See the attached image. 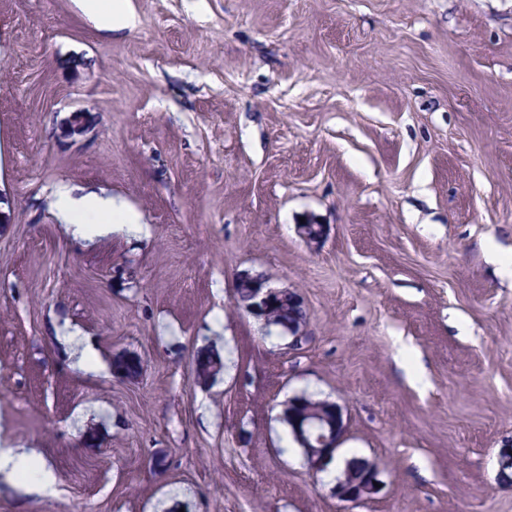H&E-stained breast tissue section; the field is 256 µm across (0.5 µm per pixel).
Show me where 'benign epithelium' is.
Returning <instances> with one entry per match:
<instances>
[{
	"mask_svg": "<svg viewBox=\"0 0 512 512\" xmlns=\"http://www.w3.org/2000/svg\"><path fill=\"white\" fill-rule=\"evenodd\" d=\"M70 135L82 137L88 130L86 112L77 109L67 118ZM298 233L308 245L316 244L326 233L322 224L307 223L298 227ZM235 287L245 289L246 297L234 303V306L247 314L263 321L267 326L278 327L288 338V349L300 351L311 341L307 331V321H289L282 318V310L270 307L272 300H277L282 306L288 302H296L299 297L286 288H272L264 281H256L247 271L238 274ZM330 410L335 414L333 420L288 418L289 427L296 444L301 448L309 471L318 474L327 468L335 458L336 449L341 444L346 424L343 411L339 404L330 403ZM380 482L378 468L369 463L364 467L363 474L352 481L341 477L333 486L334 495L343 500L358 503L376 496L381 488L374 486Z\"/></svg>",
	"mask_w": 512,
	"mask_h": 512,
	"instance_id": "benign-epithelium-1",
	"label": "benign epithelium"
}]
</instances>
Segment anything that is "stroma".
<instances>
[{
    "label": "stroma",
    "instance_id": "stroma-1",
    "mask_svg": "<svg viewBox=\"0 0 512 512\" xmlns=\"http://www.w3.org/2000/svg\"><path fill=\"white\" fill-rule=\"evenodd\" d=\"M132 4L108 31L0 0V448L54 478H0V512H512V0ZM91 195L148 235L101 211L84 239L58 199ZM244 270L302 296L305 349L234 309ZM305 392L376 497L307 470ZM223 368V359L213 349H199L193 357L192 374L194 377L207 375L210 380L218 375ZM363 474L352 481H347L345 477H340L332 487L336 498L342 501L358 503L376 496L382 489L383 483L379 478L378 468L368 461L364 467ZM374 482L379 487L374 486Z\"/></svg>",
    "mask_w": 512,
    "mask_h": 512
}]
</instances>
